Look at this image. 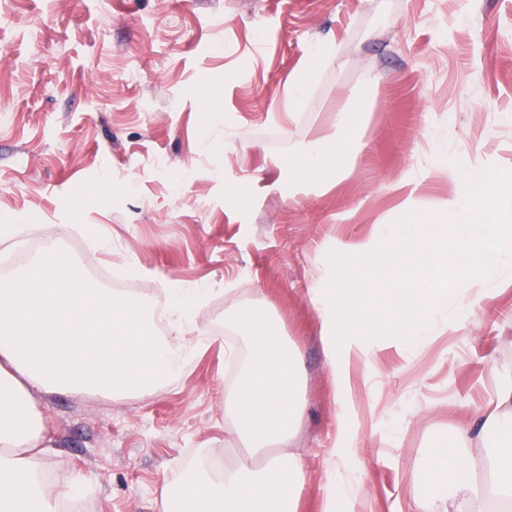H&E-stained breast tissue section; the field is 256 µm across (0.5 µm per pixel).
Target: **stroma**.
<instances>
[{"mask_svg":"<svg viewBox=\"0 0 512 512\" xmlns=\"http://www.w3.org/2000/svg\"><path fill=\"white\" fill-rule=\"evenodd\" d=\"M333 39L329 63L313 52ZM314 65L305 106L288 78ZM375 84L372 113H351L352 154L337 184L292 165L331 107ZM209 87L217 106L201 111ZM512 169V0H0V225L56 241L88 275L122 261L142 296L201 288L177 383L144 396L31 395L50 419L38 458L56 496L88 493L95 512H158L205 457L234 461L224 412L237 363L215 317L267 312L306 363L297 512H323L329 472L349 491L340 512H407L429 448L454 442L512 373V287L460 307L423 356L394 337L352 353L334 396L310 300L327 255L372 240L401 216L399 182L424 178L416 210L453 189L434 174ZM107 240L91 250L82 231ZM352 448L333 458L338 416Z\"/></svg>","mask_w":512,"mask_h":512,"instance_id":"35a3bbf8","label":"stroma"}]
</instances>
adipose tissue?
Returning <instances> with one entry per match:
<instances>
[{"label":"adipose tissue","instance_id":"ef3b65f1","mask_svg":"<svg viewBox=\"0 0 512 512\" xmlns=\"http://www.w3.org/2000/svg\"><path fill=\"white\" fill-rule=\"evenodd\" d=\"M344 111L326 113L301 159L310 178L329 175L322 149L348 153ZM45 246L0 280V512H56V499L39 483L34 464L47 453L46 418L31 388L116 397L144 394L181 372V336L194 327L193 310L205 292L179 288L169 296V335L156 332L152 311L138 299L99 288L70 261L52 259ZM227 333L246 346L238 383L225 391L224 410L237 421L246 452L217 474L198 469L187 480V512H293L281 488L303 476L301 456L290 453L305 409L302 354L254 310L224 318ZM492 434H512V377L456 432V446L428 456L422 473L441 494H411L408 512H512V448H492Z\"/></svg>","mask_w":512,"mask_h":512}]
</instances>
